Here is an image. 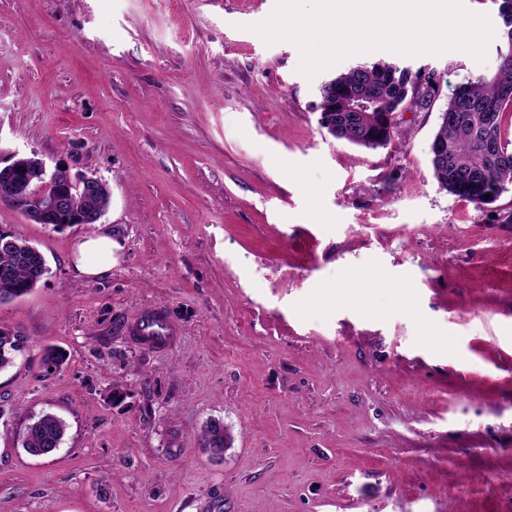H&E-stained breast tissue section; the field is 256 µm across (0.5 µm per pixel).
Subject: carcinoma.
Returning <instances> with one entry per match:
<instances>
[{
  "mask_svg": "<svg viewBox=\"0 0 512 512\" xmlns=\"http://www.w3.org/2000/svg\"><path fill=\"white\" fill-rule=\"evenodd\" d=\"M501 40L505 53L495 75L478 77L464 83V98L448 101V115L461 119L438 128L448 142V154L432 162L433 175L448 193L477 205L481 201L465 192L466 184H476L497 198L512 186V142L503 136L506 115H512V0H500ZM434 74H412L394 63L357 65L325 81L318 98L325 111L336 117V124L350 121V99L366 93L371 105L364 115L368 133L379 125L386 112H421L439 98ZM28 158L14 160V178L18 193L26 195L33 184L27 178ZM109 196L98 193L90 198L72 191L71 208L77 212L100 214L106 211ZM46 272L44 255L22 239L12 247L0 249V303L18 298L41 280ZM21 332L0 325V371L13 365L18 353L26 348ZM65 422L45 413L29 423L22 435V448L32 456H45L60 447L66 433ZM201 445L214 459L224 456V428L208 421L201 435Z\"/></svg>",
  "mask_w": 512,
  "mask_h": 512,
  "instance_id": "1",
  "label": "carcinoma"
}]
</instances>
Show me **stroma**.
<instances>
[{
  "mask_svg": "<svg viewBox=\"0 0 512 512\" xmlns=\"http://www.w3.org/2000/svg\"><path fill=\"white\" fill-rule=\"evenodd\" d=\"M275 0H0V166L37 153L110 188L94 226L0 204L47 271L0 304L28 348L0 372V512H512V189H441L430 143L461 51L380 50L313 79L250 27ZM393 60L440 76L389 146L319 123V85ZM112 270L70 265L88 231ZM162 308L179 335L138 345ZM66 356L47 371L46 348ZM67 424L29 455L25 425ZM223 419V460L199 436ZM119 249V244L112 236L94 232L84 234L75 243L71 261L77 272L95 278L112 270V266L117 263L116 251ZM65 422L51 413H44L29 423L22 435V447L32 456H45L60 447L66 433Z\"/></svg>",
  "mask_w": 512,
  "mask_h": 512,
  "instance_id": "obj_1",
  "label": "stroma"
}]
</instances>
